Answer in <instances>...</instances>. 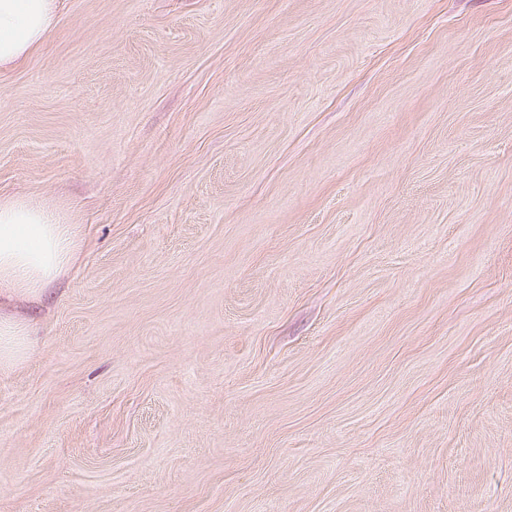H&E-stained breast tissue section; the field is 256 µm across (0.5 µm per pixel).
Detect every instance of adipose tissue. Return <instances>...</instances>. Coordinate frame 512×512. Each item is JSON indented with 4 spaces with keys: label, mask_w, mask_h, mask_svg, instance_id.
<instances>
[{
    "label": "adipose tissue",
    "mask_w": 512,
    "mask_h": 512,
    "mask_svg": "<svg viewBox=\"0 0 512 512\" xmlns=\"http://www.w3.org/2000/svg\"><path fill=\"white\" fill-rule=\"evenodd\" d=\"M63 0H0V72L14 68L54 28ZM79 249L74 225L26 198L0 200V366L36 348L27 318L8 304L14 295L40 297Z\"/></svg>",
    "instance_id": "1"
}]
</instances>
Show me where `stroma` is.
Instances as JSON below:
<instances>
[{"label":"stroma","instance_id":"35a3bbf8","mask_svg":"<svg viewBox=\"0 0 512 512\" xmlns=\"http://www.w3.org/2000/svg\"><path fill=\"white\" fill-rule=\"evenodd\" d=\"M13 197L0 512H512V0H65ZM79 249L73 224L26 198L0 199V366L36 349L27 318L10 308L14 295L40 297L71 265Z\"/></svg>","mask_w":512,"mask_h":512}]
</instances>
